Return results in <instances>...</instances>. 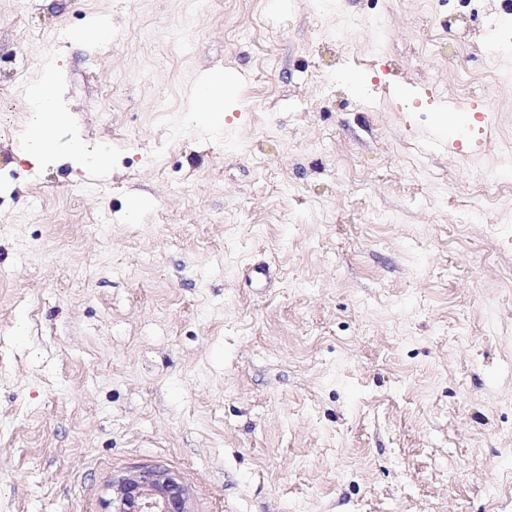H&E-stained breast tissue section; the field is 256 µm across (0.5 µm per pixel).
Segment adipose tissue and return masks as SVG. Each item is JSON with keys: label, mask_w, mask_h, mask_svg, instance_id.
<instances>
[{"label": "adipose tissue", "mask_w": 512, "mask_h": 512, "mask_svg": "<svg viewBox=\"0 0 512 512\" xmlns=\"http://www.w3.org/2000/svg\"><path fill=\"white\" fill-rule=\"evenodd\" d=\"M53 85L52 70H45L42 79L31 87L28 94L30 122L23 136V150L33 160L55 148L56 132L66 122L53 92Z\"/></svg>", "instance_id": "1"}]
</instances>
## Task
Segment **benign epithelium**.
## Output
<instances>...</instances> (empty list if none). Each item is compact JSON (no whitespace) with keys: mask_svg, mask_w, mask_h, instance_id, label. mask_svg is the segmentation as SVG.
<instances>
[{"mask_svg":"<svg viewBox=\"0 0 512 512\" xmlns=\"http://www.w3.org/2000/svg\"><path fill=\"white\" fill-rule=\"evenodd\" d=\"M112 488L113 512H192L181 477L158 464L136 469Z\"/></svg>","mask_w":512,"mask_h":512,"instance_id":"7a95c632","label":"benign epithelium"}]
</instances>
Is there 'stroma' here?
<instances>
[{
  "label": "stroma",
  "mask_w": 512,
  "mask_h": 512,
  "mask_svg": "<svg viewBox=\"0 0 512 512\" xmlns=\"http://www.w3.org/2000/svg\"><path fill=\"white\" fill-rule=\"evenodd\" d=\"M510 73L507 0H0V512H512ZM53 85V71L47 68L42 79L31 87L28 94L30 122L23 136L22 148L31 160H37L55 148L56 132L66 123V116L58 106ZM204 84L194 91V97L197 102L195 109V118L201 122H206L212 116L213 112H223L224 110V91L219 81L209 78L203 81ZM113 512H193L181 477L155 464L112 482Z\"/></svg>",
  "instance_id": "stroma-1"
}]
</instances>
